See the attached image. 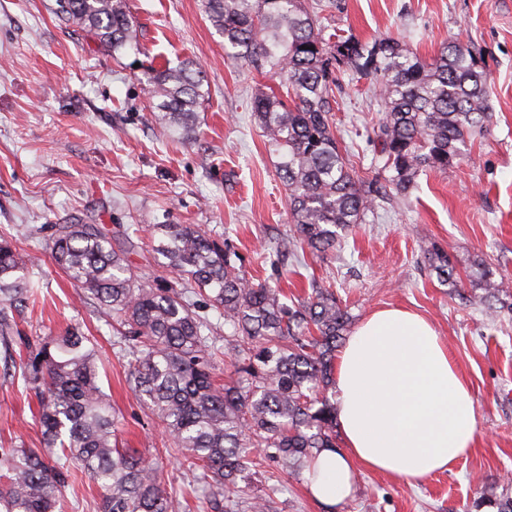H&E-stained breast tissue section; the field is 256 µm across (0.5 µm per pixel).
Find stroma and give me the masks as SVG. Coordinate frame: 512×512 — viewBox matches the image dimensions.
<instances>
[{"label":"stroma","instance_id":"stroma-1","mask_svg":"<svg viewBox=\"0 0 512 512\" xmlns=\"http://www.w3.org/2000/svg\"><path fill=\"white\" fill-rule=\"evenodd\" d=\"M127 4L141 49L116 59L59 19L56 0H0V236L35 257L38 300L19 321L25 336L71 327L90 336L122 441L159 463L171 512H211L195 473L131 391L133 357L116 344L111 318L55 266L48 246L54 224H135L130 261L146 277H165L151 226L200 225L228 239L248 277L278 279L291 296L310 293L313 280L329 287L352 325L379 309L419 313L446 342L475 404L476 445L452 470L416 481L363 470L353 497L331 510L311 496L305 476L270 465L257 468L250 494L280 485L273 512H493L483 503L491 489L512 492V295L488 318L485 292L469 274L481 257L496 278L512 281V0H335L319 13L326 33L366 43L391 36L426 59L454 41L475 45L493 120L469 139L467 157L420 174L408 199L353 227L336 254L308 252L301 265L287 255L276 268L270 255L293 226L252 102L277 77L226 56L203 0ZM183 59L201 66L206 90L188 140L158 120L144 90L146 66ZM339 82L332 121L341 149L358 176H373L369 132L385 108L368 81L344 73ZM435 244L450 253L458 287L432 270L427 249ZM35 405L17 367H0V448L39 447Z\"/></svg>","mask_w":512,"mask_h":512}]
</instances>
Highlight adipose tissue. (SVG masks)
I'll use <instances>...</instances> for the list:
<instances>
[{
  "label": "adipose tissue",
  "mask_w": 512,
  "mask_h": 512,
  "mask_svg": "<svg viewBox=\"0 0 512 512\" xmlns=\"http://www.w3.org/2000/svg\"><path fill=\"white\" fill-rule=\"evenodd\" d=\"M335 394L343 447L305 469L321 503L348 500L359 469L415 480L450 470L476 444L470 388L417 313L388 308L365 318L337 358Z\"/></svg>",
  "instance_id": "obj_1"
}]
</instances>
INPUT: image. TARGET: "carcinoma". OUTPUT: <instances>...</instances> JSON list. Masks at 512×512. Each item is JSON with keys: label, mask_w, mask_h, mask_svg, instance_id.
I'll list each match as a JSON object with an SVG mask.
<instances>
[{"label": "carcinoma", "mask_w": 512, "mask_h": 512, "mask_svg": "<svg viewBox=\"0 0 512 512\" xmlns=\"http://www.w3.org/2000/svg\"><path fill=\"white\" fill-rule=\"evenodd\" d=\"M204 9L228 56L281 78V91L258 92L253 110L278 157L292 245L313 254L336 248L369 213L407 193L420 173L448 169L471 133L492 121L479 55L461 43L425 61L391 37L371 44L327 37L303 0H204ZM56 13L114 56L139 50L126 0H57ZM341 71L375 80L384 102L370 137L377 147L371 179L354 174L333 129ZM145 77L158 119L190 133L205 97L203 70L184 60L151 67ZM51 230L52 260L118 324L133 355V391L171 436L182 464L211 478L213 496L237 507L253 468L268 464L297 476L312 457L336 448V402L326 391L350 315L334 292L314 281L308 297L290 301L269 282L246 277L232 246L196 224L152 225L154 250L176 274L152 282L128 260L129 229L112 234L76 220ZM431 259L449 284L457 282L446 250L432 247ZM30 262L0 237V346L35 390L43 440L41 448L0 450V512H57L77 469L96 484L99 512H169L159 470L139 450L119 447V419L98 383L91 339L67 331L13 349L16 317L32 297ZM475 266L479 285L498 298L505 283L494 280L485 260ZM197 293L224 317L222 348L213 324L195 311ZM228 352L233 376L217 388L213 374ZM53 448L60 455L51 461Z\"/></svg>", "instance_id": "obj_1"}]
</instances>
